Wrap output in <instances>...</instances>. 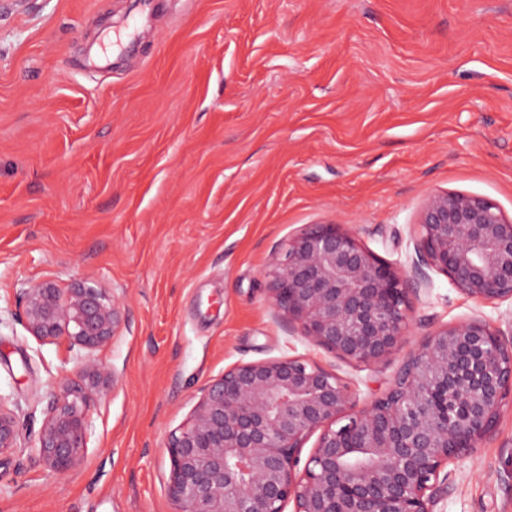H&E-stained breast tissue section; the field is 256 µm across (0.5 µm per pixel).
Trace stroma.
I'll return each mask as SVG.
<instances>
[{"label": "stroma", "instance_id": "1", "mask_svg": "<svg viewBox=\"0 0 512 512\" xmlns=\"http://www.w3.org/2000/svg\"><path fill=\"white\" fill-rule=\"evenodd\" d=\"M512 218V0H0V397L20 421L0 455V512H175L166 444L238 363L301 356L391 384L439 327L512 329L430 272L387 365L337 359L288 330L265 271L313 224L355 229L404 266L432 193ZM92 278L128 327L88 452L58 473L30 447L83 352L41 342L16 295ZM440 512H512V406L449 464Z\"/></svg>", "mask_w": 512, "mask_h": 512}]
</instances>
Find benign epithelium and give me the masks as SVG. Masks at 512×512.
Returning <instances> with one entry per match:
<instances>
[{"mask_svg": "<svg viewBox=\"0 0 512 512\" xmlns=\"http://www.w3.org/2000/svg\"><path fill=\"white\" fill-rule=\"evenodd\" d=\"M410 268L387 262L338 224L294 236L266 273L271 307L288 327L336 358L381 367L413 324L428 271L484 302L512 300V219L493 201L430 195ZM20 318L41 342L85 352L82 380L63 379L35 448L57 472L88 451L90 409L116 381L93 353L127 315L123 298L82 278L19 294ZM512 400V337L479 318L439 328L403 361L388 389L357 405L350 384L316 362L239 363L204 387L189 421L167 442L177 512H437L453 484L449 463L495 435ZM319 433L304 467L308 438ZM19 422L0 398V455L18 448Z\"/></svg>", "mask_w": 512, "mask_h": 512, "instance_id": "obj_1", "label": "benign epithelium"}]
</instances>
